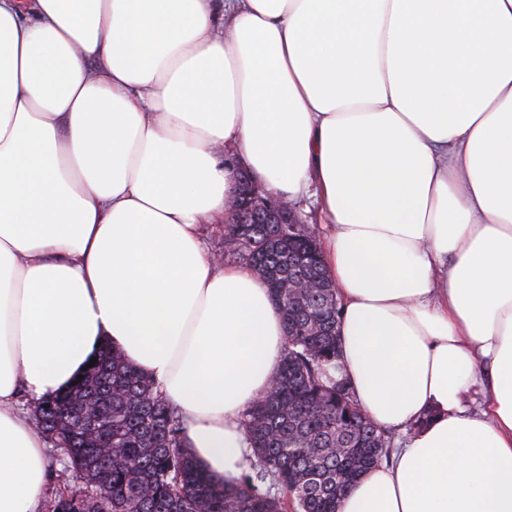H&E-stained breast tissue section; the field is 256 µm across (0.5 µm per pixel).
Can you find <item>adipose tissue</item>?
I'll list each match as a JSON object with an SVG mask.
<instances>
[{"label":"adipose tissue","instance_id":"obj_1","mask_svg":"<svg viewBox=\"0 0 512 512\" xmlns=\"http://www.w3.org/2000/svg\"><path fill=\"white\" fill-rule=\"evenodd\" d=\"M228 152L319 205L342 373L408 431L337 512H512V0H0V512L48 480L20 395L106 345L248 470L285 325L204 243Z\"/></svg>","mask_w":512,"mask_h":512}]
</instances>
